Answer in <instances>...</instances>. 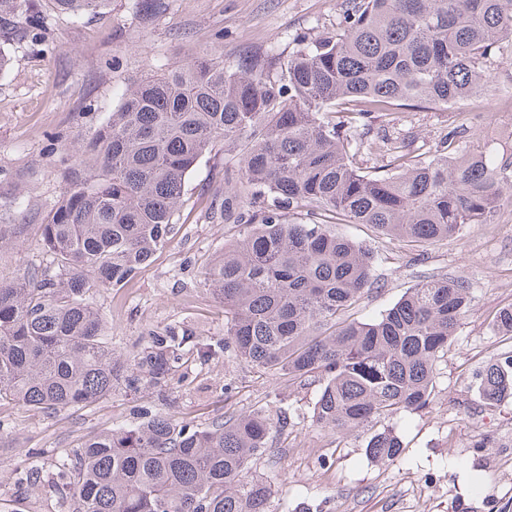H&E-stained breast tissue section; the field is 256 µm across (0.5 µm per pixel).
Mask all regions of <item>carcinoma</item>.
Here are the masks:
<instances>
[{"instance_id":"obj_1","label":"carcinoma","mask_w":512,"mask_h":512,"mask_svg":"<svg viewBox=\"0 0 512 512\" xmlns=\"http://www.w3.org/2000/svg\"><path fill=\"white\" fill-rule=\"evenodd\" d=\"M75 21L109 0H48ZM166 0H140L152 18ZM21 0H0V37L18 28ZM47 25L29 11L23 30ZM512 49V0H348L336 33L287 56L245 54L230 65L209 51L137 83L86 145L70 150L67 183L42 224L55 272L0 283V401L45 413L112 396H165L184 357L225 356L281 372L319 393L310 420L332 433L365 429L430 407L436 366L471 305V283L451 275L417 283L379 318L345 319L375 284L371 250L334 226L367 224L391 240L432 245L469 224H495L512 204V161L462 149L448 131L423 158L380 137L388 172L364 173L373 116L392 106H451L495 91L493 58ZM352 106L346 118L337 114ZM224 143V224L238 229L207 272L224 299L226 337L172 325L123 360L89 303L119 288L174 234L189 174ZM492 327L512 335V306ZM479 392L512 398V355L487 364ZM258 408L206 427L143 407L130 427L86 436L74 455L46 458L71 512H271L275 485L249 475L274 427ZM384 427L366 455L397 460ZM44 469L34 460L19 483Z\"/></svg>"}]
</instances>
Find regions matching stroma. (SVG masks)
<instances>
[{
    "label": "stroma",
    "instance_id": "1",
    "mask_svg": "<svg viewBox=\"0 0 512 512\" xmlns=\"http://www.w3.org/2000/svg\"><path fill=\"white\" fill-rule=\"evenodd\" d=\"M147 19L139 0H112L104 17L75 23L49 19L42 41L20 33L0 47L11 57L0 73V282L52 264L41 225L66 185L68 149L89 142L120 103L122 90L180 66L203 49L221 45L225 62L244 53L288 55L300 42L336 32L347 0H168ZM512 110L489 106L486 116L468 103L452 107L393 108L371 125L410 142L421 157L440 148L449 129L461 131L467 149L512 158ZM224 197V149L216 147L191 172L177 232L132 282L102 288L90 298L103 315L115 354L126 355L151 333L172 324L207 339L223 338L224 302L205 283L211 260L231 233L204 215ZM337 233L376 256L374 288L351 310L369 321L407 288L432 275L464 273L472 284L470 309L438 365L434 401L426 410L401 412L384 423L405 446L401 458L382 464L365 454L366 436L332 434L312 426L309 412L318 384L287 387L284 376L235 359L184 364L156 409L206 426L226 414L268 407L286 410L291 424L271 432L267 451L251 472L273 481L272 512H512V399L486 405L476 375L512 352V338L496 333L492 319L512 304V208L496 223L470 224L457 237L426 249L385 238L363 224H340ZM288 388L284 402L274 399ZM135 402L117 393L91 408L48 416L0 402V512H64L49 487L21 485L31 452L73 453L91 432L135 422Z\"/></svg>",
    "mask_w": 512,
    "mask_h": 512
}]
</instances>
